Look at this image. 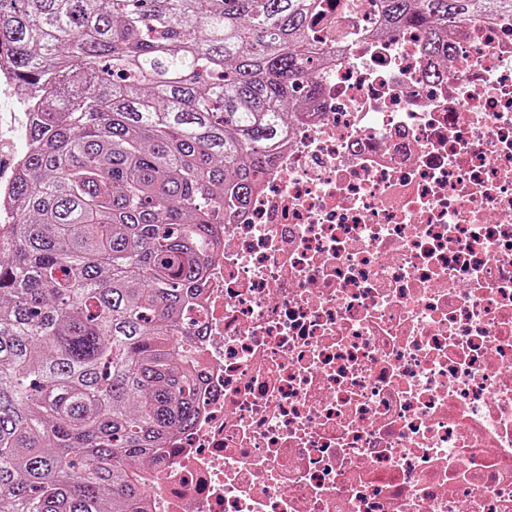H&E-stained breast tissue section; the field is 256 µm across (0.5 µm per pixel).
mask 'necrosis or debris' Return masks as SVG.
<instances>
[{
    "instance_id": "4bbe7bcc",
    "label": "necrosis or debris",
    "mask_w": 512,
    "mask_h": 512,
    "mask_svg": "<svg viewBox=\"0 0 512 512\" xmlns=\"http://www.w3.org/2000/svg\"><path fill=\"white\" fill-rule=\"evenodd\" d=\"M322 6L320 93L216 227L149 512H512V15L435 56Z\"/></svg>"
}]
</instances>
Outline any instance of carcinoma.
<instances>
[{"mask_svg": "<svg viewBox=\"0 0 512 512\" xmlns=\"http://www.w3.org/2000/svg\"><path fill=\"white\" fill-rule=\"evenodd\" d=\"M379 22L512 0H371ZM321 0H0L29 151L0 222V512H146L197 417L185 322L309 93Z\"/></svg>", "mask_w": 512, "mask_h": 512, "instance_id": "obj_1", "label": "carcinoma"}]
</instances>
